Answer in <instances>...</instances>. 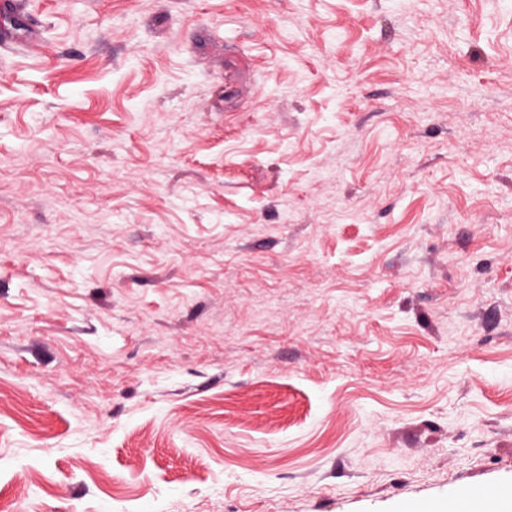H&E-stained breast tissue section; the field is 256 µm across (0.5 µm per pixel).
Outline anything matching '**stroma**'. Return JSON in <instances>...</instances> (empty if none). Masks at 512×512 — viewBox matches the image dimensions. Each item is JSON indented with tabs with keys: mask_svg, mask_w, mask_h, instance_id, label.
Wrapping results in <instances>:
<instances>
[{
	"mask_svg": "<svg viewBox=\"0 0 512 512\" xmlns=\"http://www.w3.org/2000/svg\"><path fill=\"white\" fill-rule=\"evenodd\" d=\"M25 6L0 507L417 512L512 484V0Z\"/></svg>",
	"mask_w": 512,
	"mask_h": 512,
	"instance_id": "1",
	"label": "stroma"
}]
</instances>
